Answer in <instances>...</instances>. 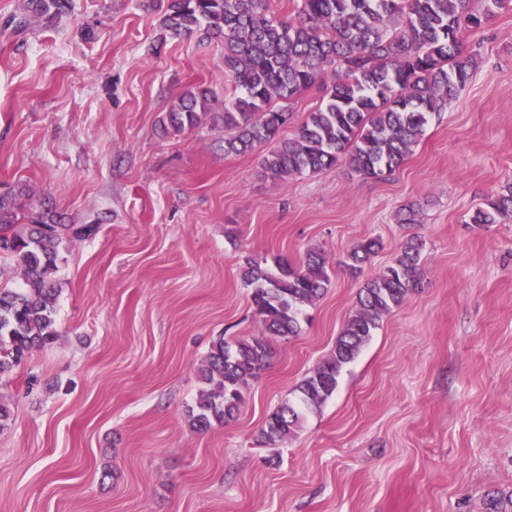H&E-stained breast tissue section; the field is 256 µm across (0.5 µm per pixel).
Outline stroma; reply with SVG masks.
<instances>
[{
	"label": "stroma",
	"mask_w": 512,
	"mask_h": 512,
	"mask_svg": "<svg viewBox=\"0 0 512 512\" xmlns=\"http://www.w3.org/2000/svg\"><path fill=\"white\" fill-rule=\"evenodd\" d=\"M21 9L0 0V190L98 232L60 254L56 343L0 378V512H486L512 495V224L469 222L512 181V0L462 34L468 87L378 181L345 163L275 180L266 148L225 154L224 47L167 37L159 0H72L23 29ZM199 84L211 112L165 128ZM411 203L418 223H398ZM411 236L421 288L295 438L264 444L365 277ZM371 237L382 248L352 275L347 251ZM317 246L331 285L299 336L273 341L234 420L191 431L212 343L264 331L245 257Z\"/></svg>",
	"instance_id": "obj_1"
}]
</instances>
